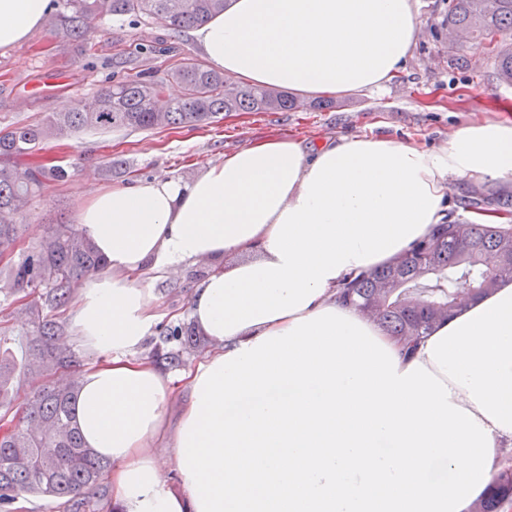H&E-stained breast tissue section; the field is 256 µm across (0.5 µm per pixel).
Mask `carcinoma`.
Instances as JSON below:
<instances>
[{"mask_svg": "<svg viewBox=\"0 0 512 512\" xmlns=\"http://www.w3.org/2000/svg\"><path fill=\"white\" fill-rule=\"evenodd\" d=\"M56 29L84 38L105 19L135 16L183 31L224 10L226 0H57ZM447 22L458 45L487 43L497 60L500 84L512 86V0H448ZM176 82L182 95L170 99L165 85ZM336 107L331 100L305 105L286 90L243 85L194 57H183L157 77L141 70L97 91L89 103L54 112L36 126L0 130V246L20 235L19 214L49 184L68 171L28 158L51 138L84 131L150 130L166 126L215 123L231 112H288ZM512 227L492 224H439L399 263L382 266L346 283L342 298L370 313L392 336L411 344L446 319L463 293L482 297L512 280V257L499 260ZM107 263L73 224H50L44 237L16 261L0 266V288L30 298L27 350L22 358L8 346L10 332L0 328V409L10 411L19 398L20 376L28 371L52 377L76 366L69 348L56 346L62 335L59 310L69 300L72 283L104 271ZM169 337L183 349L197 346L192 325ZM72 382L37 389L16 409L20 428L0 435V512H11L18 496L65 500L81 512L84 490L99 483L110 464L84 444L75 424ZM472 512H512V466L492 476L488 492Z\"/></svg>", "mask_w": 512, "mask_h": 512, "instance_id": "cac0c4a2", "label": "carcinoma"}]
</instances>
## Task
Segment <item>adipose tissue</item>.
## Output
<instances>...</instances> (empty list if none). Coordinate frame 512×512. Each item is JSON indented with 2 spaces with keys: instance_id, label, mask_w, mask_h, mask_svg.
<instances>
[{
  "instance_id": "ef3b65f1",
  "label": "adipose tissue",
  "mask_w": 512,
  "mask_h": 512,
  "mask_svg": "<svg viewBox=\"0 0 512 512\" xmlns=\"http://www.w3.org/2000/svg\"><path fill=\"white\" fill-rule=\"evenodd\" d=\"M54 7L0 0V47L25 40ZM417 32L413 0H227L191 36L209 67L240 83L332 94L384 86ZM510 176L505 118L460 127L436 150L382 133L260 140L190 178L115 186L83 202L74 222L110 271L79 285L72 329L105 360L81 374L74 414L86 446L112 465L114 512H197L185 475L169 485L150 444L167 434L178 457L200 376L313 312L362 318L337 297L346 278L396 262L443 223L450 180ZM195 260L214 266L188 306L212 350L183 372L188 394L176 408L172 377L136 354L159 319L138 278ZM367 327L400 370L422 362L448 385L452 403L491 430L500 468L512 446V282L464 304L411 351L375 321ZM173 411L180 426L168 434Z\"/></svg>"
}]
</instances>
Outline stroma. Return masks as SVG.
Segmentation results:
<instances>
[{"label":"stroma","mask_w":512,"mask_h":512,"mask_svg":"<svg viewBox=\"0 0 512 512\" xmlns=\"http://www.w3.org/2000/svg\"><path fill=\"white\" fill-rule=\"evenodd\" d=\"M418 35L403 70L387 85L336 96L331 110L233 112L217 123L192 128L83 132L44 143L36 160L62 159L69 175L37 196L27 213L12 255L20 257L44 234L46 225L72 223L77 208L97 191L153 177L188 178L225 153L264 138L295 137L311 142L339 134L390 136L429 149L448 144L454 130L473 121H496L512 107V87L499 85L492 55L471 44L450 49L445 14L448 0H415ZM198 49L188 32L127 17L103 21L86 41L58 34L46 24L19 44L0 48V128L36 123L49 113L91 97L109 77L130 70L164 72L169 64ZM126 162L128 177L107 175L111 159ZM512 196V180L480 185L457 178L448 185L452 223H469L471 209H497ZM213 267L190 261L153 282L161 319L138 350L146 356L165 331L186 323L192 291Z\"/></svg>","instance_id":"obj_1"}]
</instances>
